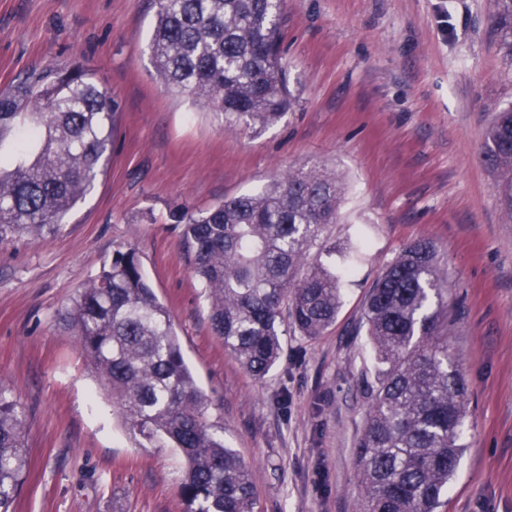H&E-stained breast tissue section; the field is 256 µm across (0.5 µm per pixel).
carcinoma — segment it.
Here are the masks:
<instances>
[{"label": "carcinoma", "instance_id": "carcinoma-1", "mask_svg": "<svg viewBox=\"0 0 512 512\" xmlns=\"http://www.w3.org/2000/svg\"><path fill=\"white\" fill-rule=\"evenodd\" d=\"M283 0H156L151 52L160 78L227 126L265 128L296 105L282 51ZM493 25L512 37V0ZM118 105L81 64L32 69L0 91V244L56 234L112 157ZM484 157L512 215V106L494 118ZM344 193L316 166L205 209L182 207L181 246L208 291L214 335L261 379L281 354L280 324L303 336L336 323V274L311 258ZM448 289L421 239L368 291L364 326L376 372L357 441L362 512H439L464 445L468 385L448 343ZM86 360L144 448L184 459V512H260L249 471L224 444L212 401L185 364L170 313L136 249L113 252L66 311ZM26 467L24 414L0 380V512H13Z\"/></svg>", "mask_w": 512, "mask_h": 512}]
</instances>
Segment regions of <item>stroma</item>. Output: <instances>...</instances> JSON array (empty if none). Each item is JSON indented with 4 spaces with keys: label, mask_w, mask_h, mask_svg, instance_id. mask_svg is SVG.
Listing matches in <instances>:
<instances>
[{
    "label": "stroma",
    "mask_w": 512,
    "mask_h": 512,
    "mask_svg": "<svg viewBox=\"0 0 512 512\" xmlns=\"http://www.w3.org/2000/svg\"><path fill=\"white\" fill-rule=\"evenodd\" d=\"M500 0H285L296 107L225 128L158 76L154 0H0V90L28 69L83 63L119 105L105 176L54 236L0 244V379L26 424L15 512H183L181 454L143 448L87 365L67 307L115 249L132 246L168 308L184 359L246 463L261 512H360L356 444L375 360L367 292L407 245L436 250L468 383L464 454L441 512H512V216L484 160L512 106ZM320 166L346 193L321 260L341 278L335 325L284 328L261 379L224 350L170 211L260 191Z\"/></svg>",
    "instance_id": "obj_1"
}]
</instances>
